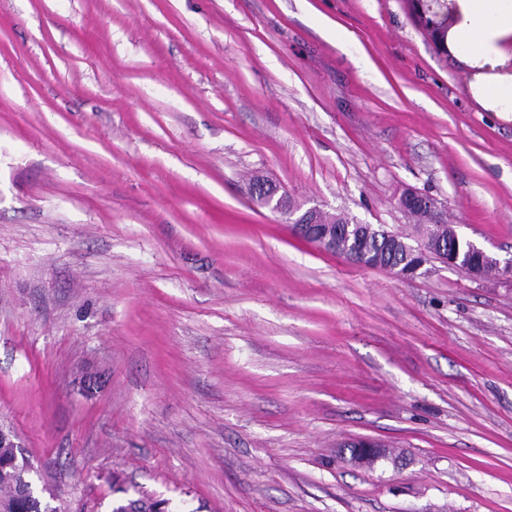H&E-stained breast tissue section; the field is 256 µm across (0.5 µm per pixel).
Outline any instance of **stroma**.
<instances>
[{"instance_id": "1", "label": "stroma", "mask_w": 512, "mask_h": 512, "mask_svg": "<svg viewBox=\"0 0 512 512\" xmlns=\"http://www.w3.org/2000/svg\"><path fill=\"white\" fill-rule=\"evenodd\" d=\"M406 0H0V428L112 512H512V274L398 280L249 192L512 259V112ZM392 452L355 466L348 444ZM164 499H157L152 495L141 493L136 499H128L126 503L119 504L112 512H165L159 507Z\"/></svg>"}]
</instances>
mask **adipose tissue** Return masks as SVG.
<instances>
[{"label":"adipose tissue","instance_id":"ef3b65f1","mask_svg":"<svg viewBox=\"0 0 512 512\" xmlns=\"http://www.w3.org/2000/svg\"><path fill=\"white\" fill-rule=\"evenodd\" d=\"M456 9L457 51L484 69L476 93L491 109L512 112V74L503 70L512 44V0H456Z\"/></svg>","mask_w":512,"mask_h":512}]
</instances>
